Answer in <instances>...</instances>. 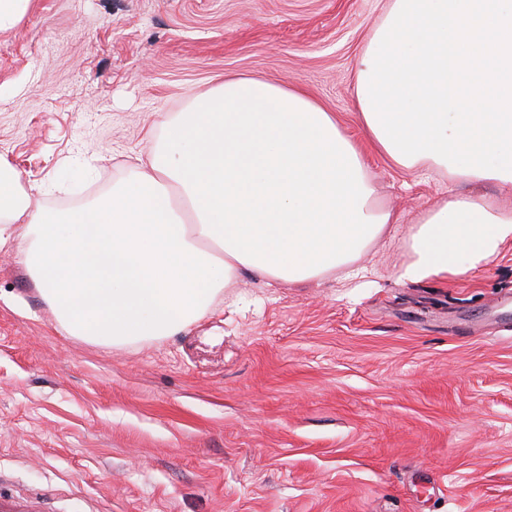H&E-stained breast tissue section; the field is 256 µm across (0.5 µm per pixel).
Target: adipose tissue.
Returning a JSON list of instances; mask_svg holds the SVG:
<instances>
[{
	"label": "adipose tissue",
	"instance_id": "obj_1",
	"mask_svg": "<svg viewBox=\"0 0 512 512\" xmlns=\"http://www.w3.org/2000/svg\"><path fill=\"white\" fill-rule=\"evenodd\" d=\"M364 134L407 171L512 190V0H389L356 61ZM359 147L303 90L225 78L150 139L111 195L44 211L0 158V245L17 237L44 301L91 341H154L205 314L240 270L358 276L398 223ZM512 243V209L473 192L422 212L397 280L462 277Z\"/></svg>",
	"mask_w": 512,
	"mask_h": 512
}]
</instances>
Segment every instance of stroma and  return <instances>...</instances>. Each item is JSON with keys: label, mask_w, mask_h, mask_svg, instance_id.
<instances>
[{"label": "stroma", "mask_w": 512, "mask_h": 512, "mask_svg": "<svg viewBox=\"0 0 512 512\" xmlns=\"http://www.w3.org/2000/svg\"><path fill=\"white\" fill-rule=\"evenodd\" d=\"M388 0H33L0 32V157L50 211L108 193L224 77L301 88L400 214L365 277L241 271L154 342L61 325L0 247V512H512V244L458 278L392 272L462 186L367 142L355 62Z\"/></svg>", "instance_id": "1"}]
</instances>
